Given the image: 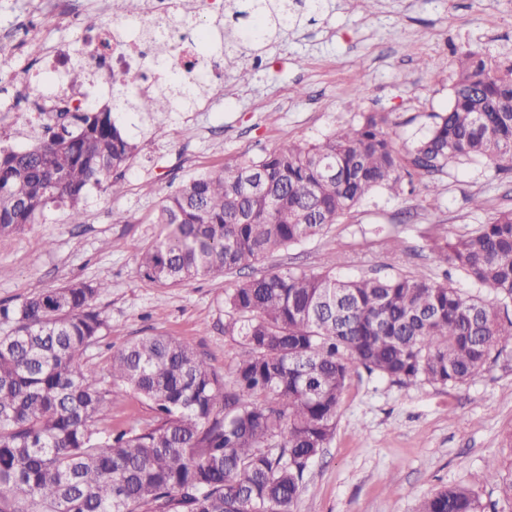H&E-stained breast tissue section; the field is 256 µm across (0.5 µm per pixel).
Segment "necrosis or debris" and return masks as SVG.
<instances>
[{
	"label": "necrosis or debris",
	"instance_id": "necrosis-or-debris-1",
	"mask_svg": "<svg viewBox=\"0 0 512 512\" xmlns=\"http://www.w3.org/2000/svg\"><path fill=\"white\" fill-rule=\"evenodd\" d=\"M228 12L223 0H114L112 16L86 26L84 19L66 23L83 34L81 45L61 41L51 46L41 63L42 76H23L10 58L0 59V94H19L34 103L31 111L0 106V141L24 148L62 110L93 105L105 87L117 86L137 97L164 90L167 80L153 63V41L164 35L172 44L175 68L193 87L222 85L224 77L214 54L185 30Z\"/></svg>",
	"mask_w": 512,
	"mask_h": 512
}]
</instances>
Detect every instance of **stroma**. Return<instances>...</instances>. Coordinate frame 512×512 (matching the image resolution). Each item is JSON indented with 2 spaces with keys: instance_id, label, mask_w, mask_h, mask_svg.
I'll return each mask as SVG.
<instances>
[{
  "instance_id": "1",
  "label": "stroma",
  "mask_w": 512,
  "mask_h": 512,
  "mask_svg": "<svg viewBox=\"0 0 512 512\" xmlns=\"http://www.w3.org/2000/svg\"><path fill=\"white\" fill-rule=\"evenodd\" d=\"M45 0H0V51L36 70L30 44L42 49L71 32L62 22L25 36L21 25L48 14ZM469 45L489 59L512 61V0H325L322 13L245 54L225 69L208 110L150 118L113 112L133 129L138 151L125 170L126 191L89 192L84 223L53 212L46 223L0 237V306L70 281L106 282L95 306L106 320L86 364L111 373L113 351L151 334L193 347L225 381L240 350L224 333L225 292L239 272L163 288L143 277L138 253L159 227V202L182 180L255 158L285 140L314 142L357 123L359 112H386L397 146L423 138L450 105L457 51ZM358 106H351L352 97ZM486 199V210L469 199ZM438 206H431V198ZM512 208V171L468 163L448 167L438 187L417 179L401 195L378 190L325 233L255 262L254 275L322 271L340 275L421 273L466 287L436 245L476 229L489 213ZM400 249L391 252L389 240ZM512 363L497 361L467 383L396 385L354 369L333 436L311 466L294 512H418L423 499L464 484L496 512H512L502 488L512 478Z\"/></svg>"
}]
</instances>
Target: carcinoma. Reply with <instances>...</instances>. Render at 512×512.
<instances>
[{
  "instance_id": "obj_1",
  "label": "carcinoma",
  "mask_w": 512,
  "mask_h": 512,
  "mask_svg": "<svg viewBox=\"0 0 512 512\" xmlns=\"http://www.w3.org/2000/svg\"><path fill=\"white\" fill-rule=\"evenodd\" d=\"M322 0H232L244 45L296 22ZM194 101L183 80L124 106L151 116ZM386 112H362L329 137L286 140L263 155L194 174L165 197L160 230L139 271L161 287L243 270L265 254L323 234L374 190L404 177L435 182L452 163L512 171V65L466 47L448 111L397 148ZM136 145L105 109L74 113L26 151L0 146V237L67 210L85 223L87 189L124 192ZM472 288L415 274L382 278L290 270L251 276L225 296L224 334L240 337L233 384L189 345L143 336L112 353V383L83 363L105 326L104 282L39 291L0 334V512H292L330 441L346 382L362 367L393 384H464L512 345V208L437 244ZM132 391L154 413L146 427L112 424ZM224 412L215 413L217 401ZM421 512H486L464 485Z\"/></svg>"
}]
</instances>
